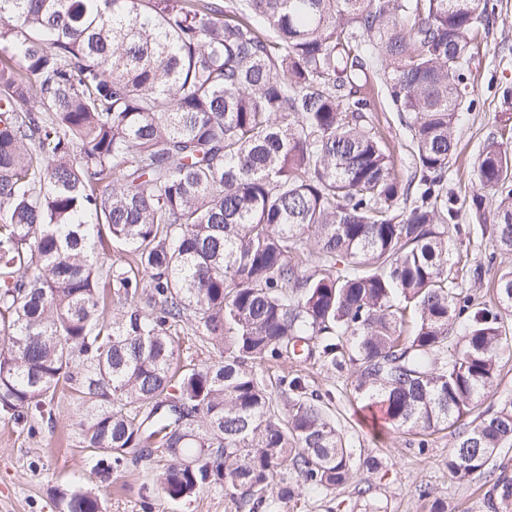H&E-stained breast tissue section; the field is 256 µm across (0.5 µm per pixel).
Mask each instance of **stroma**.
Returning a JSON list of instances; mask_svg holds the SVG:
<instances>
[{"label": "stroma", "mask_w": 512, "mask_h": 512, "mask_svg": "<svg viewBox=\"0 0 512 512\" xmlns=\"http://www.w3.org/2000/svg\"><path fill=\"white\" fill-rule=\"evenodd\" d=\"M471 81L479 101L476 110L461 111L457 151L449 163L448 188L459 211V228L451 232L448 247L468 267H482V281L472 289L477 301L493 303L490 288L495 276L512 268V252L500 249L483 235L469 209L478 190L475 162L491 137L512 139V0H498L488 31L473 50ZM375 124L397 149L395 165L407 172L410 134L400 125L389 102H381ZM265 376H301L309 390L321 395L326 411L341 428L353 450L354 477L331 493L302 491L280 504L279 512H430L441 499L447 512H494L500 491L495 478L512 481V447L494 453L488 472L468 481L457 480L448 469L455 439L444 431L431 437L419 452L415 437L372 418L355 400L349 371L327 369L318 357L282 359L261 367ZM83 408L71 391H63L53 406L52 422H40L35 432L0 418V512H58L55 492L63 488L101 487L103 512H237L235 504L216 488L183 501L168 500L156 481L165 463L152 450V467L130 466L108 484H100L96 455L81 443L79 422ZM374 456L382 466L367 473L364 458ZM430 489L432 498L422 497Z\"/></svg>", "instance_id": "35a3bbf8"}]
</instances>
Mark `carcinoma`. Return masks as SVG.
Listing matches in <instances>:
<instances>
[{"mask_svg": "<svg viewBox=\"0 0 512 512\" xmlns=\"http://www.w3.org/2000/svg\"><path fill=\"white\" fill-rule=\"evenodd\" d=\"M494 13L491 0H0V416L32 430L69 384L102 482L155 447L167 498L221 487L242 512H277L353 478L320 396L258 374L312 341L419 452L452 430L458 479L511 448V399L471 410L512 336L448 276V165ZM377 85L410 132L406 178L372 122ZM476 177L480 231L512 250V150L488 139ZM106 239L122 246L107 269ZM495 295L512 309V269ZM187 316L219 358L176 368L171 327ZM58 502L101 512L88 489Z\"/></svg>", "mask_w": 512, "mask_h": 512, "instance_id": "1", "label": "carcinoma"}]
</instances>
